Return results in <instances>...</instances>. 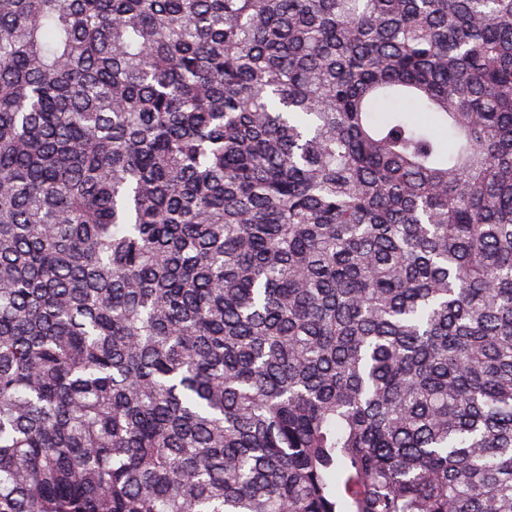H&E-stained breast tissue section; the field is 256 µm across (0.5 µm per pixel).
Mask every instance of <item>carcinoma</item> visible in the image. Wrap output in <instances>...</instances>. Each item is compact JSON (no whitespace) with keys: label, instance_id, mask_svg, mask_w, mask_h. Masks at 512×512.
Wrapping results in <instances>:
<instances>
[{"label":"carcinoma","instance_id":"1","mask_svg":"<svg viewBox=\"0 0 512 512\" xmlns=\"http://www.w3.org/2000/svg\"><path fill=\"white\" fill-rule=\"evenodd\" d=\"M0 512H512V0H0Z\"/></svg>","mask_w":512,"mask_h":512}]
</instances>
